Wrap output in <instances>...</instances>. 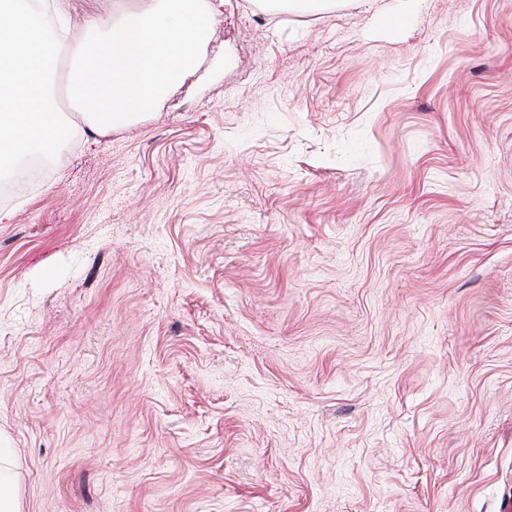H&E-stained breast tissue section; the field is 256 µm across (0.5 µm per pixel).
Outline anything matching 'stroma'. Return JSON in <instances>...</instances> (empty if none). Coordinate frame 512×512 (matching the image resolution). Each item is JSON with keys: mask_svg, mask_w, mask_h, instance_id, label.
I'll use <instances>...</instances> for the list:
<instances>
[{"mask_svg": "<svg viewBox=\"0 0 512 512\" xmlns=\"http://www.w3.org/2000/svg\"><path fill=\"white\" fill-rule=\"evenodd\" d=\"M382 5L224 0L0 202L19 512H512V0Z\"/></svg>", "mask_w": 512, "mask_h": 512, "instance_id": "obj_1", "label": "stroma"}]
</instances>
